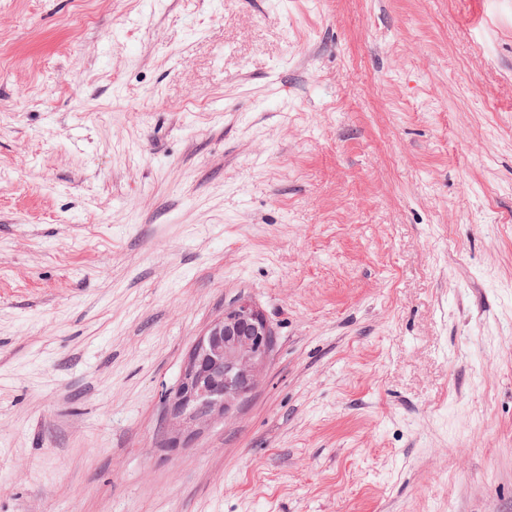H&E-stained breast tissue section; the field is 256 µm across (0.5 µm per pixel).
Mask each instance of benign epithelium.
<instances>
[{
  "mask_svg": "<svg viewBox=\"0 0 512 512\" xmlns=\"http://www.w3.org/2000/svg\"><path fill=\"white\" fill-rule=\"evenodd\" d=\"M273 346L272 326L252 302L225 307L196 341L176 389L166 396L173 423L229 416L255 389Z\"/></svg>",
  "mask_w": 512,
  "mask_h": 512,
  "instance_id": "1",
  "label": "benign epithelium"
}]
</instances>
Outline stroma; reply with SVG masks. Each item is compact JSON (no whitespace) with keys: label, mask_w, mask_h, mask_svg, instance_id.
I'll return each instance as SVG.
<instances>
[{"label":"stroma","mask_w":512,"mask_h":512,"mask_svg":"<svg viewBox=\"0 0 512 512\" xmlns=\"http://www.w3.org/2000/svg\"><path fill=\"white\" fill-rule=\"evenodd\" d=\"M0 512H512V0H0ZM273 346L272 326L252 302L225 307L196 341L165 398L173 424L229 416L255 389Z\"/></svg>","instance_id":"1"}]
</instances>
